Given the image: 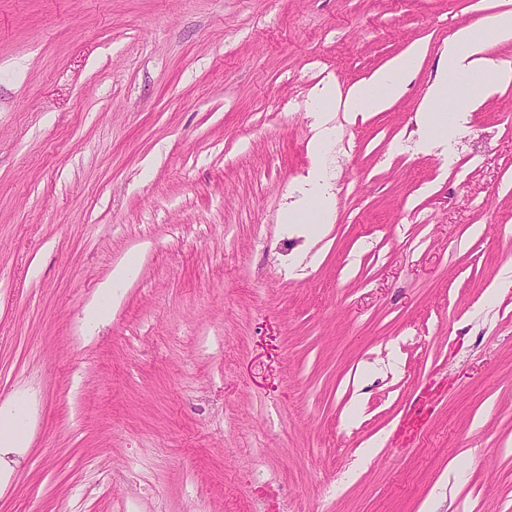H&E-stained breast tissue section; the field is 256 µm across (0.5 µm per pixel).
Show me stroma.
Segmentation results:
<instances>
[{
	"label": "stroma",
	"mask_w": 512,
	"mask_h": 512,
	"mask_svg": "<svg viewBox=\"0 0 512 512\" xmlns=\"http://www.w3.org/2000/svg\"><path fill=\"white\" fill-rule=\"evenodd\" d=\"M503 11L0 0V512H512V84L452 155L416 123ZM415 49L383 111H316ZM322 123L328 221L283 223ZM134 265L132 262H126L115 267L109 278L101 285L98 296L108 301H114L119 296V289L129 278ZM25 409L16 405L11 411L0 413V447L20 448L26 437Z\"/></svg>",
	"instance_id": "obj_1"
}]
</instances>
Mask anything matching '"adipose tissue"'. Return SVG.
<instances>
[{"label":"adipose tissue","mask_w":512,"mask_h":512,"mask_svg":"<svg viewBox=\"0 0 512 512\" xmlns=\"http://www.w3.org/2000/svg\"><path fill=\"white\" fill-rule=\"evenodd\" d=\"M418 53L398 57L368 80L353 85L342 101L351 113L378 112L400 96L405 77L415 70ZM512 82V61L485 56L483 32L464 27L455 32L441 53L440 70L426 96L418 123L422 147H438L450 153L468 112ZM323 176L314 172L305 201L289 210V224H320L327 215Z\"/></svg>","instance_id":"1"}]
</instances>
